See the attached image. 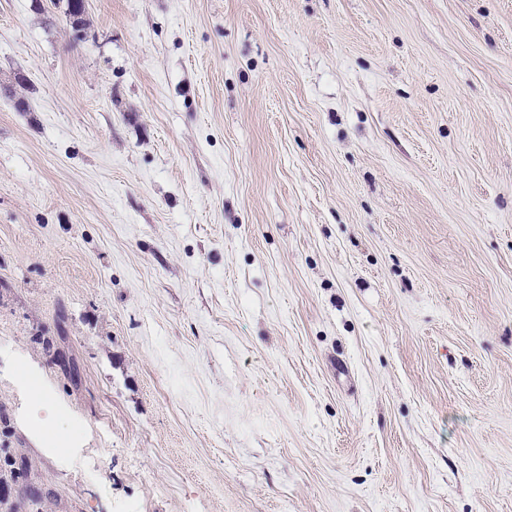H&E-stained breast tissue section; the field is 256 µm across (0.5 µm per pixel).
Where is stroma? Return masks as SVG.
Listing matches in <instances>:
<instances>
[{
	"label": "stroma",
	"mask_w": 512,
	"mask_h": 512,
	"mask_svg": "<svg viewBox=\"0 0 512 512\" xmlns=\"http://www.w3.org/2000/svg\"><path fill=\"white\" fill-rule=\"evenodd\" d=\"M65 8L0 0V448L52 512H512V0Z\"/></svg>",
	"instance_id": "stroma-1"
}]
</instances>
